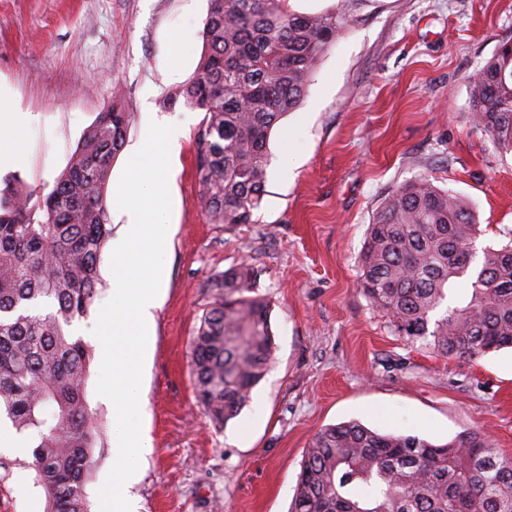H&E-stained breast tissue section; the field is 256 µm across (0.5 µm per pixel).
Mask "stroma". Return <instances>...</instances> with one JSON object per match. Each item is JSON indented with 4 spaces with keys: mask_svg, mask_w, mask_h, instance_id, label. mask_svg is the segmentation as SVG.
Masks as SVG:
<instances>
[{
    "mask_svg": "<svg viewBox=\"0 0 512 512\" xmlns=\"http://www.w3.org/2000/svg\"><path fill=\"white\" fill-rule=\"evenodd\" d=\"M208 8L0 0V101L27 121V162L1 169V182L51 189L86 128L116 103L133 120L110 185L149 122L185 132L142 382L153 448L133 487L139 512H289L313 436L352 420L435 443L479 429L512 455V350L439 356L399 336L357 286L369 224L418 178L471 204L476 248L512 242V153H499L469 110L470 76L512 42V0H364L301 105L271 133L255 223L231 226L208 223L201 207L194 133L203 114L169 100L200 62ZM242 261L269 301L275 351L247 405L216 427L197 404L190 343L216 300L212 278ZM16 441L0 428V512H44Z\"/></svg>",
    "mask_w": 512,
    "mask_h": 512,
    "instance_id": "stroma-1",
    "label": "stroma"
}]
</instances>
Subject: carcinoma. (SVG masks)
I'll list each match as a JSON object with an SVG mask.
<instances>
[{"instance_id": "1", "label": "carcinoma", "mask_w": 512, "mask_h": 512, "mask_svg": "<svg viewBox=\"0 0 512 512\" xmlns=\"http://www.w3.org/2000/svg\"><path fill=\"white\" fill-rule=\"evenodd\" d=\"M361 0L301 14L288 0H210L206 51L170 99L204 113L196 175L211 224H252L265 194L269 137L296 110ZM472 121L512 153V43L471 77ZM131 118L118 105L86 129L45 192L0 189V417L32 449L27 467L47 512H89L86 485L104 433L87 400L92 348L73 333L102 286L112 236L107 186ZM470 206L431 180L397 188L360 255L359 290L398 332L445 357L512 348V243L487 246ZM219 301L192 339L197 400L222 427L249 402L274 353L269 304L242 263L214 277ZM464 300L444 306L452 291ZM291 512H512V456L483 432L434 443L357 421L320 430L306 449Z\"/></svg>"}]
</instances>
